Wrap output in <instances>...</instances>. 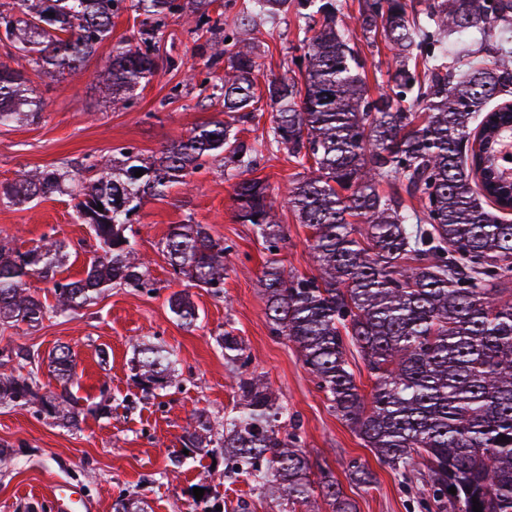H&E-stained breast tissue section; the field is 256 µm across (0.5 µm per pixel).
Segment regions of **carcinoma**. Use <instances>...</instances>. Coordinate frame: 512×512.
Here are the masks:
<instances>
[{"mask_svg":"<svg viewBox=\"0 0 512 512\" xmlns=\"http://www.w3.org/2000/svg\"><path fill=\"white\" fill-rule=\"evenodd\" d=\"M38 10L0 11V40L20 58L0 61V128L21 118L38 122L42 99L28 96L19 59L55 78L78 71L112 37L114 19L132 11L138 28L112 49L100 70L112 103L159 71L160 44L171 18L191 20L202 38L224 31L210 46L209 66L224 64L212 88L224 96L226 119L200 125L148 160L118 147L120 165L88 170L29 172L0 185V203L30 204L57 192L78 199V220L90 226L102 254L85 277L56 279L67 254L44 240L24 252L0 244V323L34 328L48 313L63 316L114 285H150L126 231L148 196H161L210 159L225 157L242 175L263 152L281 149L307 170L288 192V207L311 231L317 273L285 271L275 258L281 218L270 186L259 178L235 184L237 219L250 224L270 254L258 284L272 331L293 342L330 408L393 471L419 512H512V224L498 213L508 198L491 188L485 170L498 136L512 133V114L488 109L512 93V66L490 65L469 49L478 33L490 54L512 57V0H363V35L382 26L394 50L389 91H366L365 63L336 22L338 0H244L232 26L209 14L214 0H40ZM293 8L298 19V74L256 88L255 51ZM276 111L267 136L248 143L239 123L262 101ZM486 151L468 154L476 134ZM144 170L140 177L138 170ZM103 206V211L96 207ZM164 248L174 271L213 296L224 293V244L203 224H173ZM52 284L55 305L31 293L32 280ZM168 306L190 327L198 311L188 296ZM233 366L244 404L217 431L201 413L186 430L188 451L224 458V479L245 476L253 489L279 485L288 504L312 507L314 494L331 512H357L329 471L311 479L298 427L281 433L286 409L269 387L247 373L243 342L226 329L216 339ZM356 350L373 380L357 384L348 353ZM6 360L35 363L33 352L4 347ZM134 369L146 386H173L176 359L164 346L140 342ZM49 367L60 391L42 392L38 373L1 375L0 398L38 405V412L75 426L82 410L68 393L75 376L70 348L61 345ZM506 439H501V436ZM346 477L368 485L357 458ZM456 488V494L448 492Z\"/></svg>","mask_w":512,"mask_h":512,"instance_id":"cac0c4a2","label":"carcinoma"}]
</instances>
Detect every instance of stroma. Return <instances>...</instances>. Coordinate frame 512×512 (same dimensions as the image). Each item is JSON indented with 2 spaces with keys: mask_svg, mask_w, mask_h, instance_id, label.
Segmentation results:
<instances>
[{
  "mask_svg": "<svg viewBox=\"0 0 512 512\" xmlns=\"http://www.w3.org/2000/svg\"><path fill=\"white\" fill-rule=\"evenodd\" d=\"M343 25L351 45L365 61L370 95L386 90L392 51L384 38L370 43L357 23L360 0H342ZM133 14L116 19L112 37L84 68L55 81L31 74V86L45 104L39 123L0 128V184L34 170L65 168L85 172L88 165L113 158L118 147L131 146L143 157L159 153L170 142L186 138L198 125L224 117V102L202 91L209 52L180 21H170L161 46L162 68L136 91L130 109H113L97 78L101 57L129 38ZM297 28L286 16L273 39L261 47L256 74L259 84L285 76L286 59L295 55ZM305 174L286 152L268 154L254 171L266 180L282 219L278 257L286 271L316 270L307 227L297 224L285 192ZM229 165L209 162L175 186L166 197L144 201L132 226V242L148 267L150 287L112 288L90 305L66 316L48 315L37 328L0 325V348L23 346L40 356L39 379L48 389L57 383L48 362L58 345H69L76 362L73 394L89 413L77 426L61 427L39 415L35 405L0 402V512H54L51 488L56 483L81 485L88 512H113L122 498H133L147 512H201L193 499L197 484L208 485L220 512H288L285 501L254 491L246 479L224 478L223 463L198 453L181 468L172 460L184 449V429L200 411L214 426L239 403L235 374L215 338L232 326L250 358L249 372L263 378L288 416L300 425L303 447L313 471L328 470L355 500L357 512H408L406 495L383 464L347 424L331 410L304 367L294 343L275 335L266 314V299L256 280L268 252L251 225L236 218ZM76 201L55 193L25 206L0 204V240L27 249L44 238L62 241L69 253L64 278L84 277L100 250L87 225L76 219ZM208 225L223 240L228 276L223 296L189 288L174 273L162 243L169 225ZM190 290L199 319L193 327L176 321L169 297ZM151 340L173 350L180 383L166 389H142L132 368L135 343ZM364 462L373 474L368 486L348 483L349 459Z\"/></svg>",
  "mask_w": 512,
  "mask_h": 512,
  "instance_id": "obj_1",
  "label": "stroma"
}]
</instances>
